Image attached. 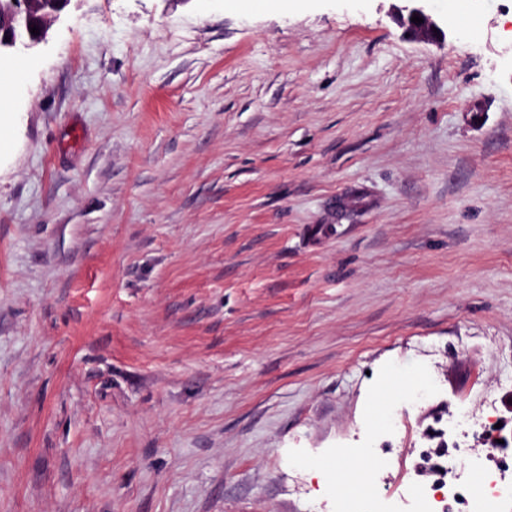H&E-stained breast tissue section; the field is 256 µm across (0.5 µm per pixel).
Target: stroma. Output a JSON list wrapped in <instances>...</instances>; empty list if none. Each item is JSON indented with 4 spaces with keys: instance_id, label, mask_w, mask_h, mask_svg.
<instances>
[{
    "instance_id": "1",
    "label": "stroma",
    "mask_w": 512,
    "mask_h": 512,
    "mask_svg": "<svg viewBox=\"0 0 512 512\" xmlns=\"http://www.w3.org/2000/svg\"><path fill=\"white\" fill-rule=\"evenodd\" d=\"M445 2L70 0L0 52V512H416L431 426L493 467L452 416L512 433V0ZM405 2H409L410 5L404 7L405 11H407L406 25L407 31L412 34H417L423 31H426L428 34L434 37L444 36L443 30L438 27L434 22L430 20L428 15L425 14L424 10L421 7L413 5V2L426 1V0H403ZM413 15H418V17L423 19V23L416 24L411 21ZM434 29H437V32H434Z\"/></svg>"
}]
</instances>
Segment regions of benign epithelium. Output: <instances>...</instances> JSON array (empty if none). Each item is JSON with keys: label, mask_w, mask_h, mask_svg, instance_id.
Wrapping results in <instances>:
<instances>
[{"label": "benign epithelium", "mask_w": 512, "mask_h": 512, "mask_svg": "<svg viewBox=\"0 0 512 512\" xmlns=\"http://www.w3.org/2000/svg\"><path fill=\"white\" fill-rule=\"evenodd\" d=\"M407 2L408 32L417 34L425 31L434 37L444 35L443 30L430 20L422 8L413 5L415 0ZM47 3L48 0H4L0 4V46L16 48L21 45L29 48L42 41L47 35L49 22L58 15L57 11L48 8ZM415 15L423 22H412L411 18ZM33 26L39 28V34H31L30 28Z\"/></svg>", "instance_id": "benign-epithelium-1"}]
</instances>
